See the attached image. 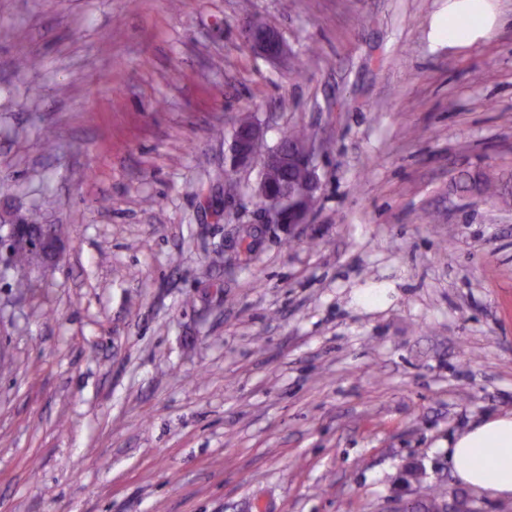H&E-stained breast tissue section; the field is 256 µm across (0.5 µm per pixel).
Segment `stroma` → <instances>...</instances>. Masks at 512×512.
Segmentation results:
<instances>
[{"mask_svg":"<svg viewBox=\"0 0 512 512\" xmlns=\"http://www.w3.org/2000/svg\"><path fill=\"white\" fill-rule=\"evenodd\" d=\"M493 2L451 46L448 0H0V210L65 227L32 294L0 279V512H395L439 482L512 512L448 467L512 414V206L458 187L512 181ZM244 110L331 142L307 226L229 173ZM243 38L261 55L271 60H282L288 55V46L272 27L252 18L245 22Z\"/></svg>","mask_w":512,"mask_h":512,"instance_id":"35a3bbf8","label":"stroma"}]
</instances>
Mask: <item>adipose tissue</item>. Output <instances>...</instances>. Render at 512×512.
I'll return each instance as SVG.
<instances>
[{"label": "adipose tissue", "mask_w": 512, "mask_h": 512, "mask_svg": "<svg viewBox=\"0 0 512 512\" xmlns=\"http://www.w3.org/2000/svg\"><path fill=\"white\" fill-rule=\"evenodd\" d=\"M490 0H448L438 31L449 45H468L496 25ZM448 466L462 485L512 496V415L494 416L448 443Z\"/></svg>", "instance_id": "ef3b65f1"}]
</instances>
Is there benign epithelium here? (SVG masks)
<instances>
[{
  "mask_svg": "<svg viewBox=\"0 0 512 512\" xmlns=\"http://www.w3.org/2000/svg\"><path fill=\"white\" fill-rule=\"evenodd\" d=\"M243 38L261 55L271 60H282L288 55V46L280 34L272 27L252 18L245 22L242 29ZM264 127L260 121L241 129L234 126L229 144V167L234 172L241 168L260 166L266 172L282 173L290 165H298L307 171L306 182L297 188L293 196L276 191L273 183L265 176L260 177L255 189V196L262 205L264 217L269 224H278L283 229L293 231L309 223L312 210L308 200L318 195L320 188L316 168V158L322 151V145L315 139L292 149L280 144L263 151L261 143ZM30 235L33 249L41 258L40 267L49 268L56 264L63 247L60 236L54 227L44 224L42 228L29 234L26 227L7 224L0 231V270H9L16 274V279L25 281L29 272L14 267L10 261L11 247L15 235Z\"/></svg>",
  "mask_w": 512,
  "mask_h": 512,
  "instance_id": "7a95c632",
  "label": "benign epithelium"
}]
</instances>
